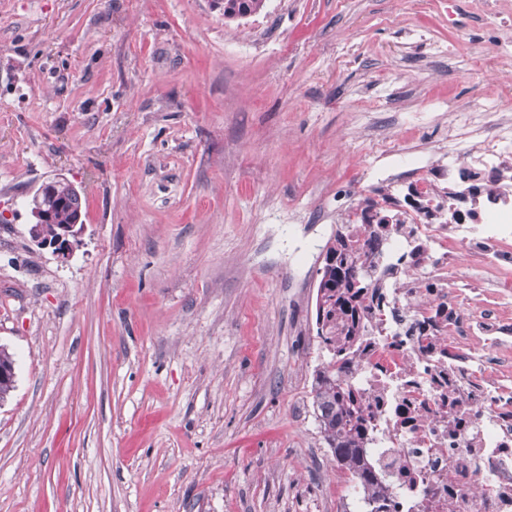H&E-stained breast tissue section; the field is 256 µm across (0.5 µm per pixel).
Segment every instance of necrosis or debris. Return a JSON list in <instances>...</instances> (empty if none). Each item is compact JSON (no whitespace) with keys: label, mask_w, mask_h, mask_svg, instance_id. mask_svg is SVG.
Wrapping results in <instances>:
<instances>
[{"label":"necrosis or debris","mask_w":512,"mask_h":512,"mask_svg":"<svg viewBox=\"0 0 512 512\" xmlns=\"http://www.w3.org/2000/svg\"><path fill=\"white\" fill-rule=\"evenodd\" d=\"M377 160L387 201L347 227L368 288L336 372L379 491L346 479L345 512H512V120L469 107L447 153Z\"/></svg>","instance_id":"1"}]
</instances>
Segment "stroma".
<instances>
[{
  "label": "stroma",
  "instance_id": "obj_1",
  "mask_svg": "<svg viewBox=\"0 0 512 512\" xmlns=\"http://www.w3.org/2000/svg\"><path fill=\"white\" fill-rule=\"evenodd\" d=\"M504 38L477 0H267L230 26L224 0H0V512H337L321 250L377 195L371 144L512 114ZM60 175L85 220L64 263L28 235ZM0 370L6 374L0 378V401H4L15 389V362L5 348L0 347Z\"/></svg>",
  "mask_w": 512,
  "mask_h": 512
}]
</instances>
